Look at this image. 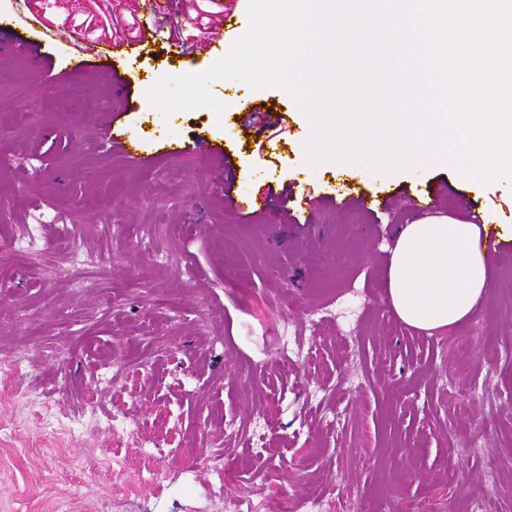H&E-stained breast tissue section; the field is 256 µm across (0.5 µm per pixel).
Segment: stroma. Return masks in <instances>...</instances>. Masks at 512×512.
<instances>
[{"label": "stroma", "mask_w": 512, "mask_h": 512, "mask_svg": "<svg viewBox=\"0 0 512 512\" xmlns=\"http://www.w3.org/2000/svg\"><path fill=\"white\" fill-rule=\"evenodd\" d=\"M33 15L85 39L107 17L103 0H0V18ZM226 52L131 61V98L144 76ZM70 53L52 50L49 79L0 58V512L297 508L311 490L334 512H459L481 484L487 512H512V251L448 333L408 328L383 297L396 227L423 218L411 200L442 183L436 214L464 222L471 205L512 225L499 184L457 187L450 165L417 180L305 166L312 125L275 87L242 92L282 114L284 146L231 108L179 111L166 136L132 108L130 158L104 143L106 78L74 72ZM170 135L225 157L170 154ZM229 170L349 203L314 224L243 219L224 201ZM367 198L390 205L371 214ZM286 324L305 341L290 360Z\"/></svg>", "instance_id": "35a3bbf8"}]
</instances>
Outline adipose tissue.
Instances as JSON below:
<instances>
[{"label":"adipose tissue","mask_w":512,"mask_h":512,"mask_svg":"<svg viewBox=\"0 0 512 512\" xmlns=\"http://www.w3.org/2000/svg\"><path fill=\"white\" fill-rule=\"evenodd\" d=\"M489 230L439 217L400 225L387 267V308L405 325L431 334L467 321L489 290L479 246Z\"/></svg>","instance_id":"1"}]
</instances>
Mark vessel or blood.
<instances>
[{
    "label": "vessel or blood",
    "mask_w": 512,
    "mask_h": 512,
    "mask_svg": "<svg viewBox=\"0 0 512 512\" xmlns=\"http://www.w3.org/2000/svg\"><path fill=\"white\" fill-rule=\"evenodd\" d=\"M138 12L145 18L137 37L131 41H115L109 38L76 40L73 33L52 28L39 31L37 38L27 37L9 23L0 26V47L40 61L42 69H51V61L42 59L41 50L45 47L73 45L77 48L79 68H93L104 74L116 89L128 90L130 81L125 73L128 59L157 58L158 46H165L171 56L185 58L194 53L212 50L219 43H228L247 17L243 11L226 9L219 22L205 40L196 46H189L177 33L168 20L172 10V0H135ZM123 107L113 106L114 121L105 133L110 148L128 156L137 155L142 142L137 131L121 123ZM175 154H203L209 157H222L219 146L197 140L177 139ZM226 203L232 213L246 218H259L267 223L283 222L288 211L305 215L307 223L313 224L321 209L335 206V199L317 198L304 188L284 186L280 190L266 188L257 190L253 186L225 191Z\"/></svg>",
    "instance_id": "vessel-or-blood-1"
}]
</instances>
